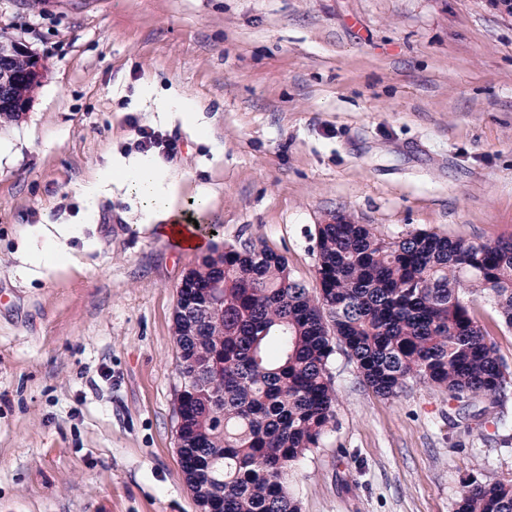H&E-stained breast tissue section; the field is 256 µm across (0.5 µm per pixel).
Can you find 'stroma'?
<instances>
[{"label":"stroma","instance_id":"obj_1","mask_svg":"<svg viewBox=\"0 0 512 512\" xmlns=\"http://www.w3.org/2000/svg\"><path fill=\"white\" fill-rule=\"evenodd\" d=\"M46 69L0 124V512H199L180 467L177 286L199 256L107 179L150 159L208 247L261 244L317 288L336 218L387 239L512 236V16L493 0H0ZM194 105L193 119L173 107ZM178 140L165 158L139 129ZM206 129L200 139L198 129ZM45 226L73 264L34 256ZM512 373V329L474 304ZM299 512H455L512 481V431L419 379L375 395L343 352Z\"/></svg>","mask_w":512,"mask_h":512}]
</instances>
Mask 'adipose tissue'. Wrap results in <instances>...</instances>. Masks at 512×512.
Returning <instances> with one entry per match:
<instances>
[{
    "label": "adipose tissue",
    "instance_id": "adipose-tissue-1",
    "mask_svg": "<svg viewBox=\"0 0 512 512\" xmlns=\"http://www.w3.org/2000/svg\"><path fill=\"white\" fill-rule=\"evenodd\" d=\"M112 176L138 187L152 216L159 222L160 234L177 240L184 247L203 249V238L194 233L192 225L181 224L174 213L175 184L165 181L151 163H143L135 169L116 168Z\"/></svg>",
    "mask_w": 512,
    "mask_h": 512
}]
</instances>
